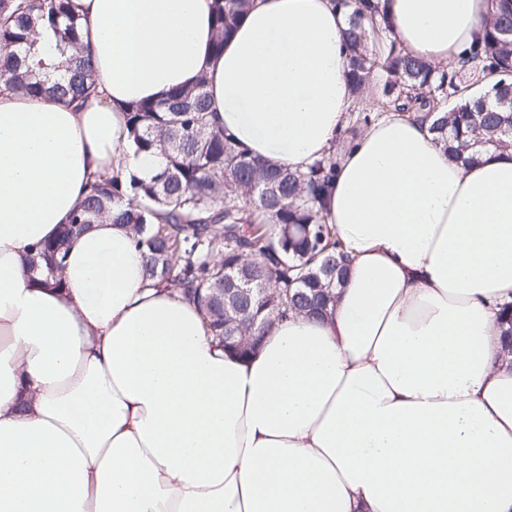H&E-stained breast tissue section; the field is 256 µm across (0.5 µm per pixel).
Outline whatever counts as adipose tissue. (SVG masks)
<instances>
[{
    "mask_svg": "<svg viewBox=\"0 0 512 512\" xmlns=\"http://www.w3.org/2000/svg\"><path fill=\"white\" fill-rule=\"evenodd\" d=\"M390 38L459 66L497 0H381ZM94 63L79 105L0 93V512H512V150L449 158L427 123L356 100L334 0H253L223 52L212 0H71ZM205 79L225 130L292 170L337 154L349 259L324 319L277 321L249 358L130 230L73 236L62 285L25 262L92 175L150 180L129 108Z\"/></svg>",
    "mask_w": 512,
    "mask_h": 512,
    "instance_id": "ef3b65f1",
    "label": "adipose tissue"
}]
</instances>
